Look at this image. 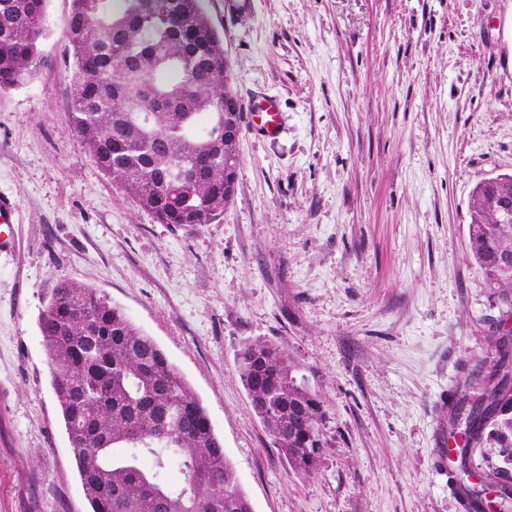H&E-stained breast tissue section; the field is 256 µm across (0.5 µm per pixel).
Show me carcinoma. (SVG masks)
I'll use <instances>...</instances> for the list:
<instances>
[{
	"instance_id": "cac0c4a2",
	"label": "carcinoma",
	"mask_w": 512,
	"mask_h": 512,
	"mask_svg": "<svg viewBox=\"0 0 512 512\" xmlns=\"http://www.w3.org/2000/svg\"><path fill=\"white\" fill-rule=\"evenodd\" d=\"M46 0H0V90L29 73ZM69 123L83 148L157 223L213 224L235 190L224 155V44L201 0H73ZM468 250L512 318V223H488L499 199L477 185ZM52 387L90 512H252L208 414L157 342L96 289L61 280L38 318ZM461 366L448 425L482 439L512 413V339ZM252 407L295 472L324 447V412L288 352L246 341L236 355ZM177 468L171 485L165 472Z\"/></svg>"
}]
</instances>
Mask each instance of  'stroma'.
Segmentation results:
<instances>
[{
  "label": "stroma",
  "instance_id": "35a3bbf8",
  "mask_svg": "<svg viewBox=\"0 0 512 512\" xmlns=\"http://www.w3.org/2000/svg\"><path fill=\"white\" fill-rule=\"evenodd\" d=\"M72 0H47L29 75L0 91V512H88L38 316L58 282L97 288L163 347L205 407L253 512H464L435 465L443 406L501 318L467 255L471 195L512 174V0H202L242 126L223 217L156 223L68 121ZM282 345L324 410L294 472L240 379L242 342ZM473 468L512 476V430ZM248 124L266 137L275 138L281 132L282 116L278 100L270 95H257L245 103Z\"/></svg>",
  "mask_w": 512,
  "mask_h": 512
}]
</instances>
